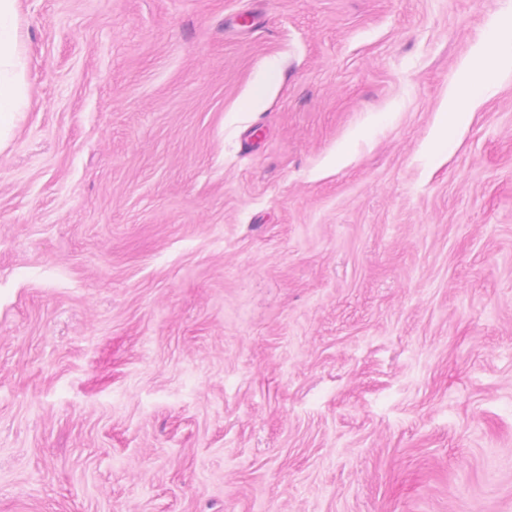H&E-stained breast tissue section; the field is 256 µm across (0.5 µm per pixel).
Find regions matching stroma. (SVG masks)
<instances>
[{
  "mask_svg": "<svg viewBox=\"0 0 512 512\" xmlns=\"http://www.w3.org/2000/svg\"><path fill=\"white\" fill-rule=\"evenodd\" d=\"M19 12L0 512H512V0ZM512 70V24L496 19L484 41L474 47L464 62L456 81L448 87L447 112L472 109L475 101L468 94L470 84L479 80L485 93L492 92L498 83L496 75Z\"/></svg>",
  "mask_w": 512,
  "mask_h": 512,
  "instance_id": "1",
  "label": "stroma"
}]
</instances>
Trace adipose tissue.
I'll return each mask as SVG.
<instances>
[{"instance_id":"obj_1","label":"adipose tissue","mask_w":512,"mask_h":512,"mask_svg":"<svg viewBox=\"0 0 512 512\" xmlns=\"http://www.w3.org/2000/svg\"><path fill=\"white\" fill-rule=\"evenodd\" d=\"M27 57L19 23V0H0V147L18 115L26 111L29 100L26 81ZM512 70V24L495 20L484 41L474 47L456 81L448 88L447 109L451 112L472 109L468 87L482 82L485 91L497 86L496 76Z\"/></svg>"}]
</instances>
